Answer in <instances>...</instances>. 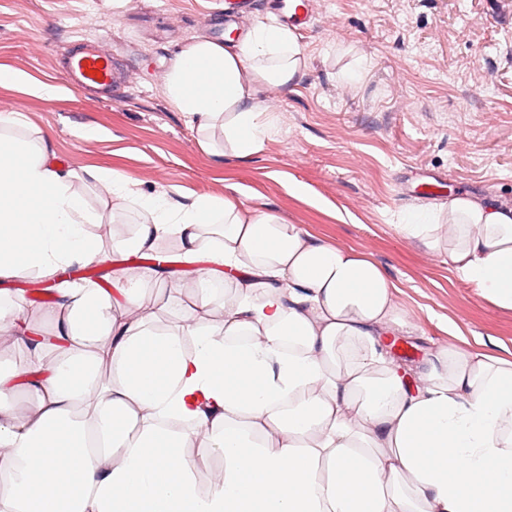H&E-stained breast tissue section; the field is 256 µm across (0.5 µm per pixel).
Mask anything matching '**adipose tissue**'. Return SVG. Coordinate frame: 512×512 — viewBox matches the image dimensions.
<instances>
[{
	"label": "adipose tissue",
	"mask_w": 512,
	"mask_h": 512,
	"mask_svg": "<svg viewBox=\"0 0 512 512\" xmlns=\"http://www.w3.org/2000/svg\"><path fill=\"white\" fill-rule=\"evenodd\" d=\"M301 54L291 29L262 23L236 44L194 42L167 95L246 157L277 129L246 98L288 84ZM96 177L151 216L108 253L85 231L96 217L73 173L0 133V279L37 273L55 323L49 336L24 333L23 364L0 365V446L11 451L0 512H512V363L441 347L409 385L385 350L399 323L390 286L367 258L230 200L175 211L114 171ZM448 222L450 242L431 211L402 230L447 246L479 295L511 307L512 208L457 196ZM168 235L184 256L208 255L192 304L161 267L122 270L108 291L57 281L71 259L110 263ZM157 281L181 305L176 324L168 304L141 311ZM216 310L220 333L205 322ZM20 383L26 419L13 412ZM203 399L215 412L200 411ZM215 450L223 481L204 488L197 473Z\"/></svg>",
	"instance_id": "1"
}]
</instances>
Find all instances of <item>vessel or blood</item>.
Segmentation results:
<instances>
[{"label": "vessel or blood", "instance_id": "vessel-or-blood-1", "mask_svg": "<svg viewBox=\"0 0 512 512\" xmlns=\"http://www.w3.org/2000/svg\"><path fill=\"white\" fill-rule=\"evenodd\" d=\"M273 11L280 19L306 28L315 17L316 0H224L225 24H239L259 9ZM63 67L70 84L84 98L101 103L115 101L119 91L114 80L112 46L101 40L91 46L65 48Z\"/></svg>", "mask_w": 512, "mask_h": 512}]
</instances>
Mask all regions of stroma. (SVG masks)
<instances>
[{
	"instance_id": "stroma-1",
	"label": "stroma",
	"mask_w": 512,
	"mask_h": 512,
	"mask_svg": "<svg viewBox=\"0 0 512 512\" xmlns=\"http://www.w3.org/2000/svg\"><path fill=\"white\" fill-rule=\"evenodd\" d=\"M224 0H0V84L7 133L46 144L87 206L115 216L101 169L175 209L229 199L363 255L391 285L401 321L385 336L409 383L431 350L512 361V307L477 294L445 252L400 231L431 199L403 184L444 180L449 196L512 207V0H321L299 33L288 85L253 101L278 130L247 158L211 155L148 63L206 39ZM109 40L128 81L89 103L55 64L65 45ZM55 87L54 97L36 94Z\"/></svg>"
}]
</instances>
